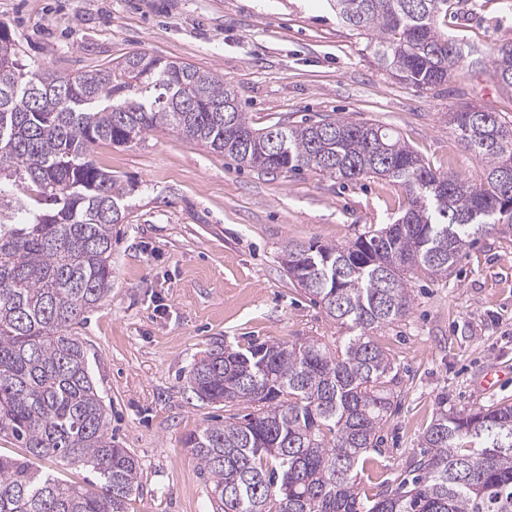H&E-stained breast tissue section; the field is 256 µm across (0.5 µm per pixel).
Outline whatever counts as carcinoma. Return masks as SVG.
<instances>
[{
	"instance_id": "cac0c4a2",
	"label": "carcinoma",
	"mask_w": 512,
	"mask_h": 512,
	"mask_svg": "<svg viewBox=\"0 0 512 512\" xmlns=\"http://www.w3.org/2000/svg\"><path fill=\"white\" fill-rule=\"evenodd\" d=\"M450 0H333L392 76L433 90L474 51L439 27ZM492 74L512 89V45ZM213 72L128 54L116 69L60 76L25 68L0 23V436L28 457L0 456V512H126L139 464L108 431L87 351L72 326L112 287V225L125 184L92 156L162 129L266 173L311 169L343 182L383 177L406 194L392 223L345 245L288 243V279L346 329L328 344L217 346L190 370L193 394L253 411L186 445L219 512H512V406L442 410L423 435L415 475L371 497L364 455L382 444L394 362L374 332L402 318L409 285L446 278L461 253L512 225V117L466 105L449 113L481 163L477 183L441 174L378 124L330 116L251 126ZM52 458L97 477L91 490L33 468Z\"/></svg>"
}]
</instances>
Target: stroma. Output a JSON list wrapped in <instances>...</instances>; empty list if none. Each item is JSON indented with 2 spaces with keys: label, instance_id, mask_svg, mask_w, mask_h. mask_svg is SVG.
Returning a JSON list of instances; mask_svg holds the SVG:
<instances>
[{
  "label": "stroma",
  "instance_id": "35a3bbf8",
  "mask_svg": "<svg viewBox=\"0 0 512 512\" xmlns=\"http://www.w3.org/2000/svg\"><path fill=\"white\" fill-rule=\"evenodd\" d=\"M28 69L75 75L136 50L223 75L251 125L333 114L393 129L433 170L474 180L482 166L448 122L479 105L512 116V92L492 79L512 43V0H468L445 33L474 46L447 85L393 77L329 0H0ZM92 155L132 191L112 228V290L72 332L84 343L113 437L140 464L126 512H213L208 481L185 446L204 426L246 414L190 390L194 362L218 345L328 340L344 330L288 280V242L340 245L406 206L395 183H342L311 170L239 167L196 141L157 129ZM411 308L375 331L395 362L396 405L381 451L359 474L368 493L398 483L443 409L512 404V228L463 251L448 278L410 284ZM501 372L484 392L485 373Z\"/></svg>",
  "mask_w": 512,
  "mask_h": 512
}]
</instances>
